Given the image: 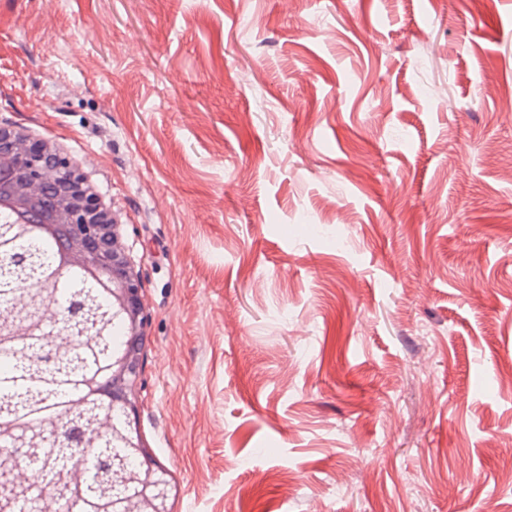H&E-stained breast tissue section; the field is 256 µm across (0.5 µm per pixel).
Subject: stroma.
<instances>
[{
  "label": "stroma",
  "mask_w": 512,
  "mask_h": 512,
  "mask_svg": "<svg viewBox=\"0 0 512 512\" xmlns=\"http://www.w3.org/2000/svg\"><path fill=\"white\" fill-rule=\"evenodd\" d=\"M123 220L175 512H512V0H0V120Z\"/></svg>",
  "instance_id": "obj_1"
}]
</instances>
